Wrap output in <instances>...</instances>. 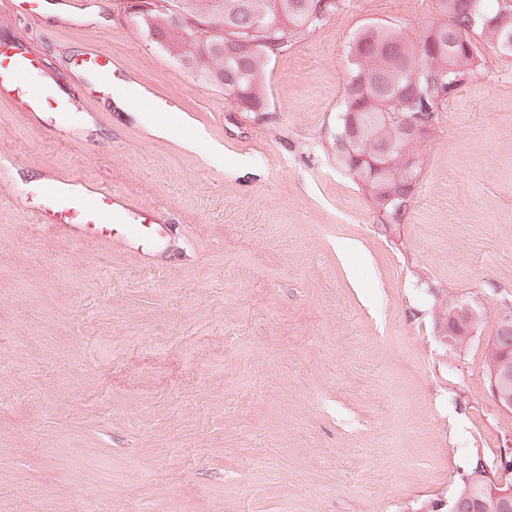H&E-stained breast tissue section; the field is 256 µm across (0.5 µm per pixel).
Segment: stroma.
<instances>
[{"label": "stroma", "mask_w": 512, "mask_h": 512, "mask_svg": "<svg viewBox=\"0 0 512 512\" xmlns=\"http://www.w3.org/2000/svg\"><path fill=\"white\" fill-rule=\"evenodd\" d=\"M118 2L0 21V52L42 43L45 94L67 104L0 102V512H448L512 448L483 368L512 310V62L480 46L384 224L321 144L356 35L420 28L433 0H346L271 56L263 112L132 34ZM94 43L176 111L90 91L71 60ZM55 175L172 235L146 259L43 227ZM445 296L485 310L460 352ZM478 463L476 464V466L474 467V469L469 473L468 476H470L469 478H471V476H473L474 474H477V467H478ZM481 474H486V472H483ZM487 475V478H482L483 480H478V481H469V478L467 479L464 478L461 482V484L456 488V491H455V495H454V498H461V497H466V498H470V499H478V500H481L483 501L484 497H483V493H482V489H483V486H485L488 482H490V477L488 474Z\"/></svg>", "instance_id": "1"}]
</instances>
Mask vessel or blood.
Returning <instances> with one entry per match:
<instances>
[{
	"mask_svg": "<svg viewBox=\"0 0 512 512\" xmlns=\"http://www.w3.org/2000/svg\"><path fill=\"white\" fill-rule=\"evenodd\" d=\"M45 62L41 47L34 42L26 43L21 51L0 55V100L20 102L27 111H43L47 100L40 89L38 67ZM76 66L101 90L111 84L117 71L111 50L101 45L80 54ZM44 195L52 204L53 227L68 234L105 235L113 243L146 253L166 231L165 225L149 223L147 214L133 208L123 194L76 177L52 179Z\"/></svg>",
	"mask_w": 512,
	"mask_h": 512,
	"instance_id": "vessel-or-blood-1",
	"label": "vessel or blood"
}]
</instances>
